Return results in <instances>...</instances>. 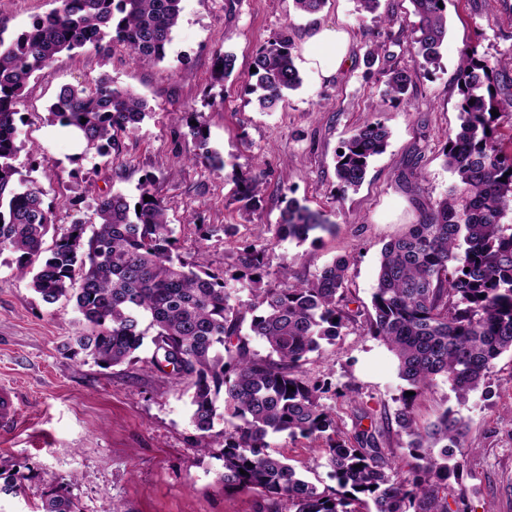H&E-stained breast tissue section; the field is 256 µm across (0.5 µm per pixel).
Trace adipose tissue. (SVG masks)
<instances>
[{
  "mask_svg": "<svg viewBox=\"0 0 512 512\" xmlns=\"http://www.w3.org/2000/svg\"><path fill=\"white\" fill-rule=\"evenodd\" d=\"M303 65L315 81L336 76L348 63L350 35L340 26L316 25L302 43Z\"/></svg>",
  "mask_w": 512,
  "mask_h": 512,
  "instance_id": "adipose-tissue-1",
  "label": "adipose tissue"
}]
</instances>
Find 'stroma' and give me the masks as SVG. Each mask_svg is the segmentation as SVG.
<instances>
[{
  "label": "stroma",
  "instance_id": "35a3bbf8",
  "mask_svg": "<svg viewBox=\"0 0 512 512\" xmlns=\"http://www.w3.org/2000/svg\"><path fill=\"white\" fill-rule=\"evenodd\" d=\"M59 5L0 0V37L14 38ZM379 13L376 20L361 18L357 0H327L314 14L297 11L293 0H182L163 61L143 65L88 46L59 54L32 78L17 106V141L24 149L16 165L43 189L45 202L63 196L54 209L60 227L93 222L100 196L120 192L134 199L141 181L151 179L178 253L223 273L233 301L242 305L250 284L239 275L237 256L246 244L268 240L264 282L272 287L284 275L309 278L336 256H348L351 319L333 342L308 354L301 371L327 384L322 403L338 435L351 442L360 430L375 429L402 478L411 459L395 417L407 384L393 353L363 331L380 250L455 184L442 148L460 124L457 66L469 49L492 64L512 58V0H448V37L438 65L419 77L407 100L378 115L391 132L389 145L361 187L342 195L336 153L375 116L372 108L386 90L383 77L365 63L367 49L384 44L392 64L414 65L401 32L416 20L410 0H381ZM317 23L350 32L349 67L320 84L303 77L275 111H261L249 92L256 51L284 29L294 52H301L304 34ZM224 52L234 55L235 68L219 80L216 58ZM103 75L145 99L149 112L108 156H89L76 167L71 159L81 147L48 123V108L63 86ZM180 112L203 114L208 146L223 157V169L189 162L196 147L175 119ZM255 175L265 183L259 201L235 200L237 179ZM290 198L323 214L333 232L317 242L268 238L266 226L279 223L282 202ZM227 224L235 225L234 236H225ZM12 260L11 253L0 254V382L14 388L18 414L9 426L0 425V471L17 470L25 479L16 492H0V512H37L53 492L73 497L81 512H255V493L225 488L219 450L198 452L189 396L151 370L152 344L144 345L138 361L107 369L67 350L69 337L83 327L74 300L44 303L29 278L14 274ZM348 383L359 390L358 405L337 395ZM361 407L369 412L363 420ZM447 410L465 419L469 443L453 456L459 469L450 492L463 494L467 512H512V353L499 356L485 384L463 397L436 378L414 400L412 417L424 428ZM268 442L318 490L337 489L325 439L282 433Z\"/></svg>",
  "mask_w": 512,
  "mask_h": 512
}]
</instances>
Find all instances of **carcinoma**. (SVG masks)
Returning a JSON list of instances; mask_svg holds the SVG:
<instances>
[{"label": "carcinoma", "instance_id": "cac0c4a2", "mask_svg": "<svg viewBox=\"0 0 512 512\" xmlns=\"http://www.w3.org/2000/svg\"><path fill=\"white\" fill-rule=\"evenodd\" d=\"M411 2L418 21L406 37L407 51L426 71L437 63L448 33V0ZM181 3L61 0L59 9L14 39L0 37V254L16 255L17 273L31 275L44 302L75 297L85 329L70 338L69 347L100 367L134 361L146 336L142 323L149 321L155 330L151 367L185 384L199 451L208 452L215 443L221 447L224 487L260 493L256 512H362V494L372 500L371 512H465L464 496L448 492L456 469L448 460L450 449L465 447L468 425L446 412L421 430L411 419L410 396H402L396 416L406 436L401 447L415 460L402 480L387 472L391 464L369 430L357 448L327 437L324 452L347 493L318 491L287 458L268 452L267 437L273 434L320 438L335 430L333 416L321 403L324 389L298 372L307 354L319 350L320 342L335 340L349 320L347 257L334 258L310 279L271 288L263 282L265 246H246L239 264L253 302L243 309L232 302L224 274L176 253L166 206L152 193L150 178L143 180L134 203L120 192L102 196L88 236L82 221L54 229L53 206L44 204V192L18 177L16 106L31 79L58 54L86 46L104 53L121 49L144 65L164 60ZM292 49L285 28L252 59L255 71L248 77L257 83L251 91H263L258 97L263 110L275 109L285 91L302 83ZM366 62L379 65L385 77L382 108L404 101L415 86L418 72L389 65L381 45L367 51ZM456 89L461 123L443 148L456 185L424 208L405 234L382 247L372 312L365 322L366 334L393 352L400 376L416 395L438 376L463 394L476 390L494 361L512 351V152L503 150L497 117L491 114L493 109L512 112V79L499 80L496 69L466 53L457 68ZM145 115L142 98L100 78L62 87L48 121L77 131L84 144L72 159L77 164L91 151L108 155ZM180 120L201 150L199 156L213 169H224V158L207 148L202 114L186 112ZM389 139L388 127L375 119L342 143L336 153L341 194L361 186L370 161L385 152ZM261 191L256 177L238 181L243 199ZM146 196L151 201H144ZM332 229L323 214L290 199L273 237L304 242L312 231ZM50 232L53 244L45 250ZM77 281L80 288L73 294ZM246 321L249 332L244 335ZM248 335L263 339L270 355L252 353ZM227 415L239 423L229 431H214ZM41 512L80 509L72 497L52 493Z\"/></svg>", "mask_w": 512, "mask_h": 512}]
</instances>
